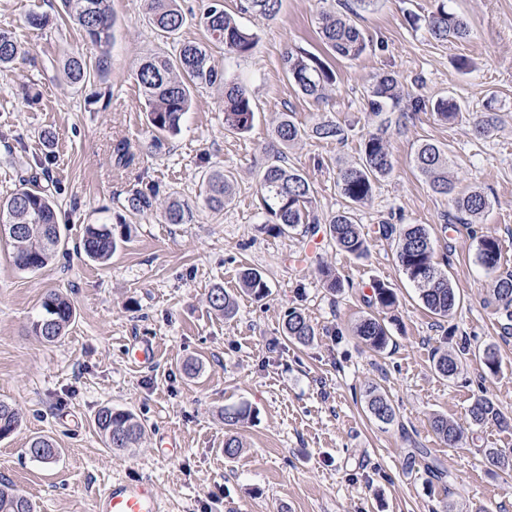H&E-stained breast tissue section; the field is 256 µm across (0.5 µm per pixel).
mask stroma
<instances>
[{
    "instance_id": "1",
    "label": "stroma",
    "mask_w": 512,
    "mask_h": 512,
    "mask_svg": "<svg viewBox=\"0 0 512 512\" xmlns=\"http://www.w3.org/2000/svg\"><path fill=\"white\" fill-rule=\"evenodd\" d=\"M49 2L0 0V31L14 33L27 51L0 75V148L13 152L10 165H0V199L21 178L47 172L65 239L52 263L35 273L18 269L0 245V400L24 415L0 439V477L32 499L37 512H89L98 491L122 477L152 483L164 512H512V479L484 456L488 448H512V430L467 418L480 398L512 415V335L501 327L493 276L476 261L479 237L492 235L503 247V270L512 271V0H448L471 30L462 42L429 34L426 20L437 0H382L357 19L371 49L332 60L336 84L318 105L288 81L282 58L296 47L323 54L319 18L335 0H282L270 21L242 16L258 31L253 55L225 54L220 43L211 52L227 78L250 90L252 129L225 131L220 91L202 89L180 133L159 150L134 73L168 44L141 0H112L110 70L78 89L63 78L64 60L99 50L70 23L25 26L26 15L48 12ZM461 57L470 60V71L457 69ZM384 73L406 90L401 110L410 111L417 98L450 95L461 104L460 117L446 123L418 112L381 129L365 110V96ZM27 86L38 104L25 100ZM491 102L503 122L493 136H477L474 123ZM284 112L307 128L332 119L345 130V140L309 135L288 151L289 165L317 190L315 213L322 220L343 208L337 174L356 162L361 141L376 132L386 138L393 168L355 211L366 255L341 251L323 231L312 238L264 229L257 188L265 148ZM48 128L56 134L50 149L40 137ZM122 139L137 154L127 169L112 158ZM426 141L447 147L457 192L478 189L486 196L478 223L445 224L450 203L412 163ZM213 171L234 180L233 197L219 213L203 202L202 177ZM142 181L156 184L161 198L188 202L192 222L166 224L156 213L136 218L109 261L89 260L80 248L86 225H115L118 198ZM389 218L430 229L435 259L446 264L461 294L452 316L439 319L423 308L393 247L376 233ZM322 266L340 277L341 291L327 290ZM245 268L266 279V299L239 293ZM377 282L398 297L386 315L392 342L382 352L354 334L373 311L367 299ZM217 284L236 294L233 316L210 308L208 294ZM54 289L67 294L76 317L60 342L48 344L31 323ZM292 307L316 329L308 345L289 343L283 333V315ZM141 342L155 347L153 364L135 360ZM464 342L471 354L459 373L439 375L435 352ZM489 346L499 358L494 374L477 356ZM189 359L200 365L192 378L182 370ZM372 383L395 407L391 424L367 411L364 394ZM105 405L132 411L144 425L133 451L104 446L94 418ZM240 405L250 407V419L225 426V408ZM439 415L463 428L457 447L433 431ZM229 432L242 443L232 458L224 455ZM38 435L57 443L55 462L28 455ZM432 464L444 478L429 472Z\"/></svg>"
}]
</instances>
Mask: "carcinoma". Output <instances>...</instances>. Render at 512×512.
<instances>
[{"mask_svg": "<svg viewBox=\"0 0 512 512\" xmlns=\"http://www.w3.org/2000/svg\"><path fill=\"white\" fill-rule=\"evenodd\" d=\"M59 19H68L82 30L90 43L103 48L113 38L114 20L112 0H60ZM282 0H244L241 11L258 21L275 18ZM379 0H343L340 10L324 12L320 18V35L326 48L343 59H356L370 48V40L353 17L360 10L376 7ZM144 7L153 28L162 36L177 34L187 18L179 0H144ZM199 26L207 39L224 43V51L238 57L253 54L258 44L255 30L243 26L224 9V0H208L198 18ZM430 34L437 40L462 41L470 37L468 23L461 16L448 11L447 0H438L436 12L427 20ZM25 53L24 46L11 33L0 32V73L9 72L18 57ZM110 58L107 51L91 58L77 52L66 61L64 72L69 82L82 86L108 72ZM284 71L289 81L306 98L319 104L325 92L336 80L335 72L319 56L301 49L288 50L283 58ZM135 81L143 97L148 127L153 134L154 146L178 135L185 114L189 111L194 92L201 88L224 89V130L244 134L253 127L255 109L253 99L244 86L226 79L224 72L212 64L208 44L187 41L178 45L175 52L158 53L145 59L135 72ZM404 91L392 75L379 77L369 88L366 106L369 114L378 117L395 111ZM429 110L444 122L454 121L461 114V105L453 97L417 99L412 111ZM502 123L494 106L475 124L477 134L490 137ZM324 140L345 138L343 127L333 120H322L311 130H306L286 112L273 130L277 148L268 157L259 181L258 197L265 216L264 227L275 234L287 235L292 231L314 235L320 230V221L311 215L315 202L313 183L298 169L285 165L288 147L301 140L307 133ZM112 157L117 166L128 168L135 163L136 154L127 141L118 142ZM413 164L424 176L431 189L450 198L454 220L458 224H472L487 207V199L479 190L464 194L455 192L451 175L452 159L448 149L425 142L418 146ZM392 170V160L383 136L371 134L360 144L358 161L342 170L337 176V188L345 201L341 211L331 216L326 232L336 246L347 253L363 255L368 250L367 239L356 223L354 210L368 202L375 183ZM233 181L220 171L210 173L205 183L204 201L215 213L224 210L232 194ZM159 190L153 184L136 187L124 198L121 207L125 215L118 216V223L129 229L127 218L142 216L161 208L166 224H188L193 212L188 203L178 198L158 205ZM376 234L395 247L396 260L407 279L414 284L424 307L432 314L446 318L460 305V295L453 287L448 273L434 260L433 239L424 224L378 225ZM0 240L12 250L15 266L23 271L43 269L64 244L60 225L57 223L53 197L39 184L36 176L20 181L19 188L0 200ZM119 239L114 229L106 224H88L82 240L85 255L98 261L109 259L118 248ZM477 262L487 272L496 274L493 289L497 312L512 322V272L501 270L502 245L498 238L483 235L478 240ZM240 290L256 299H264L269 286L262 274L254 269H244L239 278ZM370 303L382 310L397 306L398 298L393 289L378 282L372 287ZM211 308L231 316L236 310V298L224 287L211 288ZM75 317V308L60 291L46 294L41 304V314L33 322L35 335L47 343H55L66 335ZM283 331L287 340L306 345L313 341L316 332L306 315L298 308L287 310L283 317ZM355 334L375 351L386 349L391 334L383 320L376 316L364 317L355 327ZM470 354L467 346L454 356L446 352L434 356L435 370L450 378L459 372L462 358ZM369 413L379 422L390 424L395 419V409L386 392L373 385L369 388L367 402ZM247 406L224 409V424L236 426L250 418ZM474 425L494 422L502 429L512 428V418L487 399L475 401L468 409ZM21 411L0 401V432H13L22 422ZM95 425L106 447L112 450L134 448L145 433L143 424L129 410L101 407L95 416ZM435 433L455 445L461 441L463 431L457 424L443 416L432 423ZM34 459L43 463L55 461L59 454L55 441L50 437L34 438L27 448ZM488 462L505 475H512V448H486ZM0 512H36L35 503L28 497L15 493L12 485L0 480Z\"/></svg>", "mask_w": 512, "mask_h": 512, "instance_id": "cac0c4a2", "label": "carcinoma"}]
</instances>
